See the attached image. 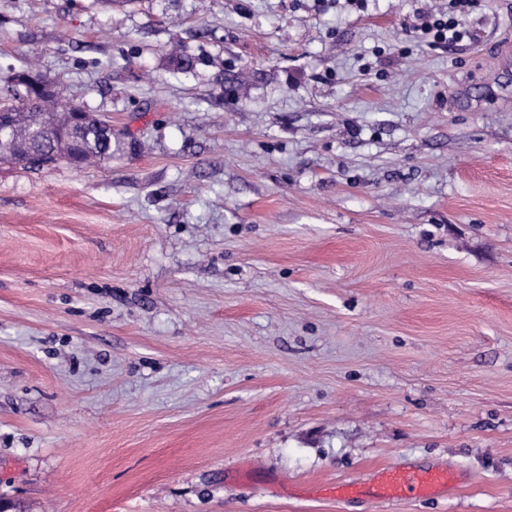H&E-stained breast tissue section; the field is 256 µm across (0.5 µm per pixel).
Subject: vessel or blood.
<instances>
[{
    "label": "vessel or blood",
    "mask_w": 512,
    "mask_h": 512,
    "mask_svg": "<svg viewBox=\"0 0 512 512\" xmlns=\"http://www.w3.org/2000/svg\"><path fill=\"white\" fill-rule=\"evenodd\" d=\"M451 483L444 470L384 469L374 477L372 495L379 500H415L447 490Z\"/></svg>",
    "instance_id": "1"
}]
</instances>
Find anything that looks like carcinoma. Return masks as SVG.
Masks as SVG:
<instances>
[{
    "label": "carcinoma",
    "mask_w": 512,
    "mask_h": 512,
    "mask_svg": "<svg viewBox=\"0 0 512 512\" xmlns=\"http://www.w3.org/2000/svg\"><path fill=\"white\" fill-rule=\"evenodd\" d=\"M3 89L12 94L17 104L12 106V134L0 141V162L25 168L40 167L65 159L86 164L92 159L112 158V139L105 138L95 124L66 135L67 117L64 113L77 106L53 90L39 100L30 98V91H19L22 83L17 74L0 79Z\"/></svg>",
    "instance_id": "carcinoma-1"
}]
</instances>
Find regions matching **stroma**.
Wrapping results in <instances>:
<instances>
[{"instance_id":"obj_1","label":"stroma","mask_w":512,"mask_h":512,"mask_svg":"<svg viewBox=\"0 0 512 512\" xmlns=\"http://www.w3.org/2000/svg\"><path fill=\"white\" fill-rule=\"evenodd\" d=\"M447 8L0 0V77L112 126L0 163L19 512H512V0ZM387 467L455 487L329 493ZM473 0H448L452 14L444 12H426L418 15L419 23L413 25L416 32H420L431 46L448 49L458 45L465 39L474 38L471 32L463 25L462 19L454 16V12H465Z\"/></svg>"}]
</instances>
